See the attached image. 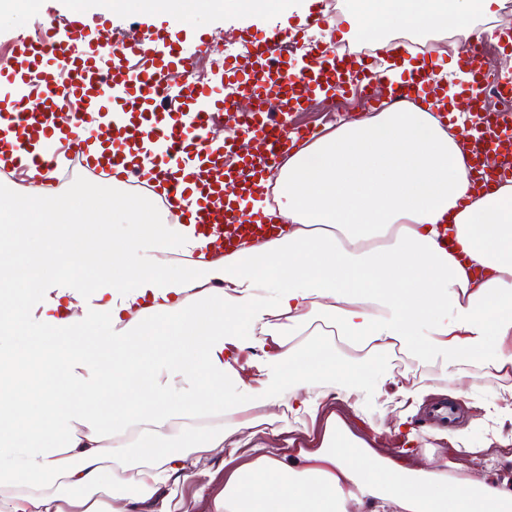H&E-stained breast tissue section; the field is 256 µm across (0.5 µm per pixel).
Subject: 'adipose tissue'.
<instances>
[{"instance_id": "adipose-tissue-1", "label": "adipose tissue", "mask_w": 512, "mask_h": 512, "mask_svg": "<svg viewBox=\"0 0 512 512\" xmlns=\"http://www.w3.org/2000/svg\"><path fill=\"white\" fill-rule=\"evenodd\" d=\"M502 0H349L360 40L391 32L493 34ZM0 194V512H122L99 494L112 484L104 449L137 459L135 491L170 512L167 483L185 470L170 435L196 431V450L223 447L255 411L287 401L320 417L328 397L415 414L429 390L384 369L395 352L512 376V184L476 190L455 132L412 102L340 121L290 153L249 198L256 223L282 234L221 257L193 225L168 222L118 178L71 196ZM126 224L129 235L110 232ZM177 250L170 267L160 255ZM91 257L97 285L69 287L62 266ZM260 349L263 380L238 369ZM61 372L55 388L47 378ZM323 418V417H320ZM320 444L259 453L235 470L214 512H512V485L485 475L416 469L414 432L380 455L337 413Z\"/></svg>"}]
</instances>
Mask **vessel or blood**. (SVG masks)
<instances>
[{
  "instance_id": "obj_1",
  "label": "vessel or blood",
  "mask_w": 512,
  "mask_h": 512,
  "mask_svg": "<svg viewBox=\"0 0 512 512\" xmlns=\"http://www.w3.org/2000/svg\"><path fill=\"white\" fill-rule=\"evenodd\" d=\"M36 36L18 30L8 57H0V153L12 156L0 172L25 179L30 167L53 169L59 156L88 174H113L133 187L158 182L163 202L225 252L250 239H271L277 225L252 223L241 203L302 130L278 115L305 111L328 91L355 100L381 84L371 60L322 46L305 65L285 47L301 26L275 29L264 43L251 31L238 38L252 47L250 67L225 60L218 85L196 79L194 60L174 39L171 25L151 26L136 38H116L107 19L77 13L37 19ZM473 76L471 93L454 107L466 116L461 137L474 172L512 180V77L489 71L483 47L463 50ZM123 123L111 122L112 113ZM233 116L242 136L212 137L214 124ZM150 176H143V169Z\"/></svg>"
}]
</instances>
